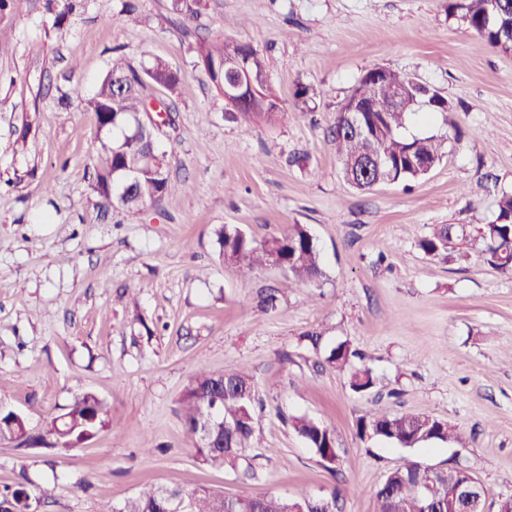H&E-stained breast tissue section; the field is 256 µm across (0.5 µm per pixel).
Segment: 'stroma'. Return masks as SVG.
Listing matches in <instances>:
<instances>
[{
    "label": "stroma",
    "mask_w": 512,
    "mask_h": 512,
    "mask_svg": "<svg viewBox=\"0 0 512 512\" xmlns=\"http://www.w3.org/2000/svg\"><path fill=\"white\" fill-rule=\"evenodd\" d=\"M45 3L0 12L13 46L0 56V403L37 430L91 392L112 425L65 452L0 444V491L54 489L29 512H108L152 486L304 492L334 512H375L380 484L412 459L467 467L495 512L512 495V272L418 243L438 224L489 223L512 192V52L449 16L448 0H204L194 17L173 0H82L59 27ZM222 37L264 55L276 120L244 126L209 81L195 47ZM117 49L181 79L158 144L189 188L137 210L102 209L95 115L58 105L73 85L93 92ZM378 66L447 99L431 127L447 143L422 178L360 192L330 130ZM484 177L489 191L468 195ZM293 224L318 245V285L285 287L272 267L243 276L220 254L222 226L263 242ZM312 331L315 347L301 339ZM343 341L377 378L367 392L326 360ZM201 368L255 385L243 468L209 466L188 443L181 398ZM375 408L429 414L457 435L416 448L360 439L356 421ZM294 416L333 429L334 465Z\"/></svg>",
    "instance_id": "1"
}]
</instances>
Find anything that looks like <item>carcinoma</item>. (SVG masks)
Wrapping results in <instances>:
<instances>
[{
	"mask_svg": "<svg viewBox=\"0 0 512 512\" xmlns=\"http://www.w3.org/2000/svg\"><path fill=\"white\" fill-rule=\"evenodd\" d=\"M457 14L491 46L505 51L512 49V0H448V16ZM231 52L230 41L224 39L202 41L197 47L198 56L206 61L207 77L220 92L224 89V57ZM246 68L253 77L266 76V60L258 49H251ZM385 74L387 83L377 84L364 76L354 90V94L377 107V111L370 113L377 134L367 139L340 132L347 118L338 112L332 138L343 175L373 154L382 161L381 181L410 182L428 173L419 163L434 165L442 159L444 140L436 135L408 138L403 130L410 116L419 110L425 108L432 115L444 109L439 94L428 85H407L404 74L389 68ZM149 85H160L173 95L178 90L179 79L161 59L140 73L119 55L112 58L92 96H84L78 88L73 90L75 98L94 113L104 135L95 189L108 205L134 210L162 201L175 189L169 180L165 155L157 150L156 139L146 130L131 135L127 129L131 115L144 111ZM235 112L249 124L258 119L272 120L283 108L278 95L264 82L257 86L255 101L246 107H236ZM129 166L136 167L135 180L125 187L124 169ZM217 236L224 259L242 275L275 260L288 272L290 288L300 283H315L323 276L317 247L302 224H293L287 234L264 243L228 225ZM419 248L433 257L455 253L467 258L474 252L493 268L512 272V193L499 195L491 223L439 224L419 241ZM358 357L360 354L351 350L348 343L341 342L331 349L327 362L343 369ZM375 383L370 369L351 371L352 391L366 392ZM182 404L186 432L201 461L216 468L237 469L255 434L257 397L251 378L239 371L214 372L202 368L187 386ZM0 419L4 421L0 426V443H14L18 447L44 444L58 450L88 441L111 425L103 402L93 393L75 397L66 413L47 421L35 435L26 419H15L8 410ZM291 426L320 458L336 455L334 431L328 426L305 416L293 417ZM454 432L455 428L447 421L422 413L378 409L357 420L359 438L370 435L401 448H415L432 439L446 441ZM418 471L419 463L413 460L394 468L390 472V490L376 492V512H418L419 496L414 488ZM186 496L190 512H232L233 509V498L206 489L189 491ZM252 498L258 512H291L307 500L303 493L291 499L269 493H254ZM165 507L155 487L127 499L119 512H166Z\"/></svg>",
	"mask_w": 512,
	"mask_h": 512,
	"instance_id": "1",
	"label": "carcinoma"
}]
</instances>
